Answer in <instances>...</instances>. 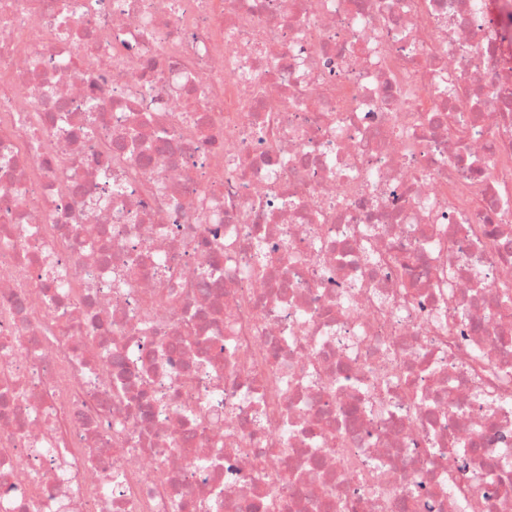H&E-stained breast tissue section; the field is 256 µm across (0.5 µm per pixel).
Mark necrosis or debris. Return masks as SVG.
<instances>
[{"label":"necrosis or debris","instance_id":"obj_1","mask_svg":"<svg viewBox=\"0 0 512 512\" xmlns=\"http://www.w3.org/2000/svg\"><path fill=\"white\" fill-rule=\"evenodd\" d=\"M0 512H512V0H0Z\"/></svg>","mask_w":512,"mask_h":512}]
</instances>
